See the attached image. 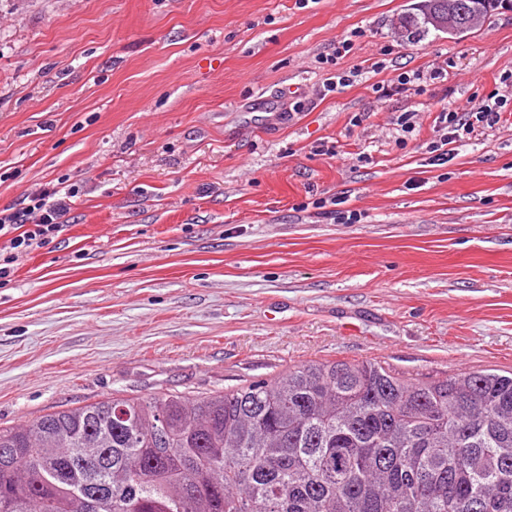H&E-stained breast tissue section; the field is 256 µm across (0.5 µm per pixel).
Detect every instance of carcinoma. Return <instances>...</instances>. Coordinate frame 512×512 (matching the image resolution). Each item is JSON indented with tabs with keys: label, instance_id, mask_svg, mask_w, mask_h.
I'll use <instances>...</instances> for the list:
<instances>
[{
	"label": "carcinoma",
	"instance_id": "cac0c4a2",
	"mask_svg": "<svg viewBox=\"0 0 512 512\" xmlns=\"http://www.w3.org/2000/svg\"><path fill=\"white\" fill-rule=\"evenodd\" d=\"M407 38L440 30L423 0ZM512 512V372L312 361L0 428V512Z\"/></svg>",
	"mask_w": 512,
	"mask_h": 512
}]
</instances>
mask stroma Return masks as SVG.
I'll return each mask as SVG.
<instances>
[{"instance_id": "35a3bbf8", "label": "stroma", "mask_w": 512, "mask_h": 512, "mask_svg": "<svg viewBox=\"0 0 512 512\" xmlns=\"http://www.w3.org/2000/svg\"><path fill=\"white\" fill-rule=\"evenodd\" d=\"M413 2L0 0V209L74 194L0 284L1 428L309 361L512 370V115L427 152L512 70V4L412 41ZM336 197L359 223L323 215Z\"/></svg>"}]
</instances>
